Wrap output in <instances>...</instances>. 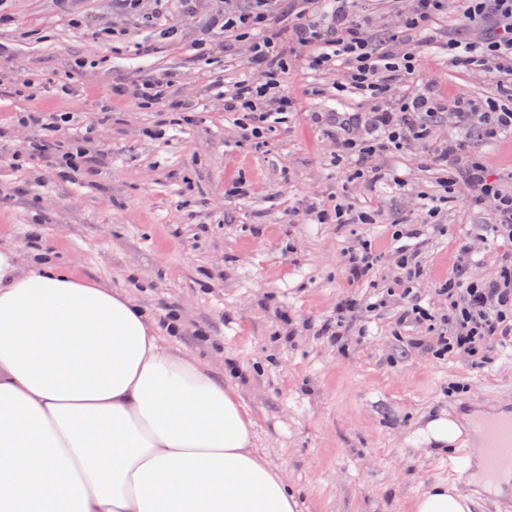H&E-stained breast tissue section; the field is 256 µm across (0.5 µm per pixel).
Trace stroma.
<instances>
[{
  "instance_id": "35a3bbf8",
  "label": "stroma",
  "mask_w": 512,
  "mask_h": 512,
  "mask_svg": "<svg viewBox=\"0 0 512 512\" xmlns=\"http://www.w3.org/2000/svg\"><path fill=\"white\" fill-rule=\"evenodd\" d=\"M248 5L0 0V245L26 256L39 239L58 265L130 292L156 321L178 313L172 348L215 376L232 356L256 447L297 490L300 512H412L441 481L458 483L472 512H501L512 486L495 491L456 474L462 464L476 469L478 433H462L452 452L439 454L425 429L436 417L464 424L512 404V345L489 341L481 366L462 353L439 358V328L400 319L411 299L447 309L438 286L459 271L497 275V250L479 237L489 215L457 202L443 207L444 231L426 232L423 276L410 292L392 234L401 220L418 219L421 196L440 193L437 172L419 165V147L380 159L407 182L383 199L382 223H316L310 205L334 206L349 167L334 162L309 115L363 104L337 92L334 75L313 76L299 63L283 78L298 100L287 126L263 144L243 139L224 96L250 71L249 44L215 18ZM172 26L179 37L163 38ZM150 75L170 79L173 97L194 104L191 120L115 94ZM418 76L437 77L451 96L494 93L484 77L434 55ZM25 82L27 95H16ZM32 109L70 113V135L90 134L102 163L71 179L28 159L33 132L15 115ZM473 151L512 190V135L474 141ZM359 239L378 261L354 284L345 255ZM346 297L363 307L342 340L319 335Z\"/></svg>"
}]
</instances>
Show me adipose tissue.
I'll use <instances>...</instances> for the list:
<instances>
[{
    "mask_svg": "<svg viewBox=\"0 0 512 512\" xmlns=\"http://www.w3.org/2000/svg\"><path fill=\"white\" fill-rule=\"evenodd\" d=\"M0 512H300L237 391L131 295L0 247ZM413 512H471L455 485Z\"/></svg>",
    "mask_w": 512,
    "mask_h": 512,
    "instance_id": "adipose-tissue-1",
    "label": "adipose tissue"
}]
</instances>
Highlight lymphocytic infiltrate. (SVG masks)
<instances>
[{
  "label": "lymphocytic infiltrate",
  "instance_id": "f902f5d3",
  "mask_svg": "<svg viewBox=\"0 0 512 512\" xmlns=\"http://www.w3.org/2000/svg\"><path fill=\"white\" fill-rule=\"evenodd\" d=\"M279 0H251L244 12L224 11L222 25L236 40L252 43L251 64L260 79L245 77L224 97V110L247 139H263L286 124L297 104L282 85L291 63L303 61L312 72H335L336 89L352 91L365 101L363 112H322L311 115L326 127L337 160L353 166V181L373 189L403 190L404 180L375 165L378 156L421 146L420 163L442 173L438 202L428 203L435 219L439 203L465 187L469 207L488 211L495 238L504 243L497 277L448 279L441 293L453 296L451 313L436 315L411 302L404 316L414 322L440 320L448 329L439 353L459 348L470 352L487 336L512 341V191L502 188L470 151L467 138L476 134L493 140L512 133V0H461L459 22L476 31V38L443 34L437 26L448 14V0H412L398 11V22L384 38L373 35L375 14L359 0H301L298 10L281 17ZM436 53L468 73L482 74L495 96L473 99L442 96L437 79H417L418 62ZM454 136L435 139L442 121ZM30 155L62 160L72 173L97 166L79 140L51 142L40 137L29 143Z\"/></svg>",
  "mask_w": 512,
  "mask_h": 512
}]
</instances>
